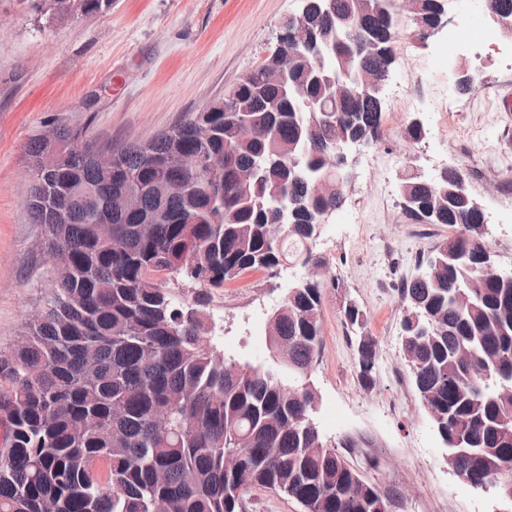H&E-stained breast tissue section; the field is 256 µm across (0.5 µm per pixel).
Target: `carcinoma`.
<instances>
[{
    "label": "carcinoma",
    "mask_w": 512,
    "mask_h": 512,
    "mask_svg": "<svg viewBox=\"0 0 512 512\" xmlns=\"http://www.w3.org/2000/svg\"><path fill=\"white\" fill-rule=\"evenodd\" d=\"M49 17L68 16L71 0H45ZM314 27L330 18L322 0H308ZM357 24L380 42L377 69L394 62L398 40L385 0ZM416 23L438 18V0H417ZM354 53L344 38L329 51L334 72ZM254 69L224 98L186 117L146 143L113 146L116 159L105 174L94 164V146L67 125L59 129L62 156L47 162L48 145L32 138L26 152L31 185L25 199L34 223L44 228L43 248L60 252L56 288L29 319L15 349L0 353V420L9 448L0 458V512H151L164 498L171 512H248L249 493L286 495L304 512H381L387 503L319 433L300 422L310 388L303 370L319 355L321 286L302 284L277 309L270 346L288 345L281 372L241 367L218 359L206 331V288H222L243 273L274 271L281 258L314 260L307 240L318 216L336 198L313 195L312 180L324 171V150L312 145L336 130L378 141L383 104L329 101L324 82L302 62L284 95L260 81ZM246 119L260 130L239 141ZM209 136H197V127ZM288 138L299 151L275 161V142ZM188 157L194 170L171 169L170 152ZM221 162L223 180L210 183L202 170ZM263 165L247 185L234 171ZM184 183L178 196L163 186ZM140 195L127 211L121 197ZM279 192L292 211L288 235L271 238L268 201ZM403 194L406 214L421 222L430 214L455 234L427 261L425 279L401 283L409 311L402 322V349L432 420L448 417L473 442L460 464L462 479L474 476L512 483V283L482 273V223L463 201L452 173L425 186L414 180ZM175 273L202 288L195 315L177 305L168 287ZM484 275L470 292L465 282ZM422 314L424 338L411 340L410 315ZM378 354L373 339L357 349L359 382L375 384ZM168 417L160 433L153 415ZM242 459L239 473L224 470V457Z\"/></svg>",
    "instance_id": "obj_1"
}]
</instances>
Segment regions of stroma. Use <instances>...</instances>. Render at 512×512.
I'll use <instances>...</instances> for the list:
<instances>
[{
    "instance_id": "35a3bbf8",
    "label": "stroma",
    "mask_w": 512,
    "mask_h": 512,
    "mask_svg": "<svg viewBox=\"0 0 512 512\" xmlns=\"http://www.w3.org/2000/svg\"><path fill=\"white\" fill-rule=\"evenodd\" d=\"M42 5L0 0L2 353L56 282L44 230L25 206L29 139L64 123L97 144L148 141L224 99L275 49L299 8L298 0H113L110 11L53 20ZM447 13V25L427 38L411 24L402 31L379 139L351 155L355 178L312 247L324 272L323 347L307 376L317 400L311 418L324 445L379 491L388 512L502 508L493 492L452 471L402 353L400 284L449 235L447 225L405 216V182L459 167L484 208L495 264L512 269V39L493 31L482 0H450ZM465 76L473 91L461 89ZM416 123L424 129L417 140ZM304 274L286 262L212 291L210 341L225 360L275 368L269 342L253 337L254 319L270 317ZM351 301L363 312V330L344 322ZM364 335L378 352L370 389L356 371ZM332 411L338 424L327 421Z\"/></svg>"
}]
</instances>
